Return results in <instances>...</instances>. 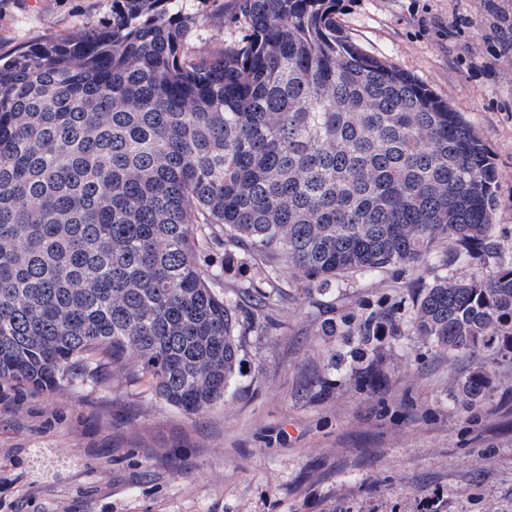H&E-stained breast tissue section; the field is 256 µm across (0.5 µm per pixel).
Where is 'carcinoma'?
Wrapping results in <instances>:
<instances>
[{
    "label": "carcinoma",
    "instance_id": "carcinoma-1",
    "mask_svg": "<svg viewBox=\"0 0 512 512\" xmlns=\"http://www.w3.org/2000/svg\"><path fill=\"white\" fill-rule=\"evenodd\" d=\"M216 13L228 39L201 56ZM496 206L462 114L350 40L336 0H112L104 25L0 61V382L51 390L105 359L196 414L272 325L277 281L325 297L392 269L418 273L410 310L324 319L352 344L330 365L412 332L480 359L456 390L472 408L485 359L512 363ZM226 239L261 259L229 292L200 255Z\"/></svg>",
    "mask_w": 512,
    "mask_h": 512
}]
</instances>
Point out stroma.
Here are the masks:
<instances>
[{
	"label": "stroma",
	"mask_w": 512,
	"mask_h": 512,
	"mask_svg": "<svg viewBox=\"0 0 512 512\" xmlns=\"http://www.w3.org/2000/svg\"><path fill=\"white\" fill-rule=\"evenodd\" d=\"M108 0H0V55L93 26ZM467 20L449 38L448 23ZM336 23L462 113L496 172L495 233L512 249V57H497L484 0H338ZM482 51L477 66L469 47ZM224 282L256 263L209 244ZM412 276L388 271L331 298L284 295L275 329L241 337L223 404L190 416L147 380L89 365L72 384L32 393L0 383V512H512V364L494 366L472 409L454 398L475 361L420 336L386 339L370 367L327 366L325 318L364 305L410 307Z\"/></svg>",
	"instance_id": "1"
}]
</instances>
